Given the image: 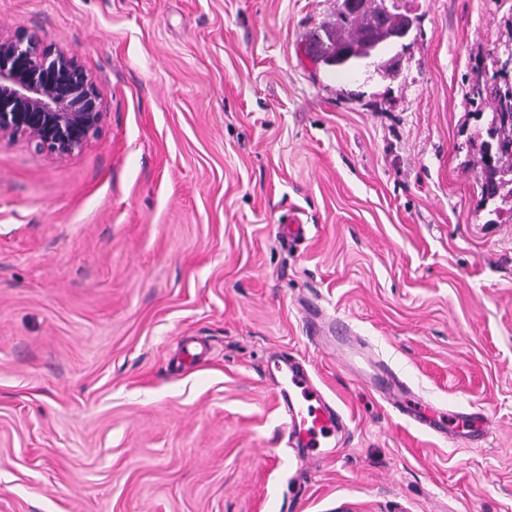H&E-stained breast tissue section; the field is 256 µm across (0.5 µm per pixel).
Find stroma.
Here are the masks:
<instances>
[{"label":"stroma","mask_w":512,"mask_h":512,"mask_svg":"<svg viewBox=\"0 0 512 512\" xmlns=\"http://www.w3.org/2000/svg\"><path fill=\"white\" fill-rule=\"evenodd\" d=\"M396 6L386 76L306 56L336 0H0L104 92L67 158L0 140V512H512V170L490 198L482 163L512 0ZM275 354L333 455L286 446ZM271 364L269 374L276 381L278 402L285 412L283 434L287 446L292 442L296 448H331L328 445L344 428L341 415L325 402L298 363L278 355ZM276 374L288 378L287 387L276 379ZM376 368L378 372L376 373L374 380L376 384L382 388L381 393L386 396L394 406L403 409L401 393L403 391L404 383L379 362ZM426 409L427 403H419L418 406L413 407L405 405L403 410L406 411L408 415L413 416L414 418L418 419L420 423H422L425 421L424 419Z\"/></svg>","instance_id":"1"}]
</instances>
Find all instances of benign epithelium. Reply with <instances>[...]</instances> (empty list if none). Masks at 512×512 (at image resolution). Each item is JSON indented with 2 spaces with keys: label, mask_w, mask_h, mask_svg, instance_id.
Masks as SVG:
<instances>
[{
  "label": "benign epithelium",
  "mask_w": 512,
  "mask_h": 512,
  "mask_svg": "<svg viewBox=\"0 0 512 512\" xmlns=\"http://www.w3.org/2000/svg\"><path fill=\"white\" fill-rule=\"evenodd\" d=\"M103 102L74 55L34 33L0 35V139L23 137L65 158L98 131Z\"/></svg>",
  "instance_id": "benign-epithelium-1"
}]
</instances>
